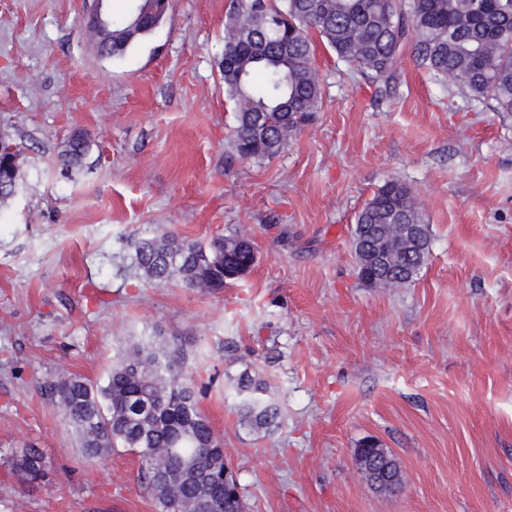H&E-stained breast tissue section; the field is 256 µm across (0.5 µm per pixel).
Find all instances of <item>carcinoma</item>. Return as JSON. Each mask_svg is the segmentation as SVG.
<instances>
[{
	"mask_svg": "<svg viewBox=\"0 0 512 512\" xmlns=\"http://www.w3.org/2000/svg\"><path fill=\"white\" fill-rule=\"evenodd\" d=\"M145 19L131 26L130 14L112 17V45L104 54L120 58L164 20L165 0L144 3ZM417 65L474 101L490 99L494 110L512 115V0H231L224 17V93L235 113L233 146L239 158H272L320 110L322 92L313 62L311 34L354 71L386 84L409 32ZM89 149L73 134L64 158L76 163ZM414 191L400 181L380 186L356 218L364 224H420ZM427 227L411 255H395L389 272L412 282L429 255ZM135 261L149 282L177 280L187 288L220 291L255 262L244 234L207 245L163 233L140 241ZM41 394L58 408L90 464H101L115 448L135 452L160 512H192L208 493L218 512H244L237 484L224 479V448L200 405L194 377L181 353L169 346L133 345L102 383L60 372L46 379ZM240 418L261 429L281 424L279 406L262 379L245 371L237 379ZM150 402L144 418L134 407ZM380 456L400 486L399 468L378 441L367 439L355 456ZM0 466L28 485L47 475L38 448L0 450Z\"/></svg>",
	"mask_w": 512,
	"mask_h": 512,
	"instance_id": "carcinoma-1",
	"label": "carcinoma"
}]
</instances>
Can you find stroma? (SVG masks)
I'll return each mask as SVG.
<instances>
[{
    "instance_id": "1",
    "label": "stroma",
    "mask_w": 512,
    "mask_h": 512,
    "mask_svg": "<svg viewBox=\"0 0 512 512\" xmlns=\"http://www.w3.org/2000/svg\"><path fill=\"white\" fill-rule=\"evenodd\" d=\"M92 0H0V140L22 151L0 204V448H40L48 484L0 468V512H158L134 453L86 463L38 386L103 381L134 343L178 347L247 512H512V117L418 66L391 85L321 40L312 123L238 159L220 62L229 0H172L101 57ZM90 143L77 166L62 152ZM417 196L430 252L400 288L359 281L355 216L384 183ZM257 261L223 290L151 283L146 237L237 232ZM267 382L284 423L244 426L235 385ZM402 487L370 485L365 438ZM366 457H374L376 455L380 456L382 461L385 462V465L389 467L390 472L392 473V477H394V481L390 490L396 489L400 486V477L398 475L399 468L395 460L382 448L378 441L375 439H367L362 444L359 445V448H356L355 456L356 460L360 456Z\"/></svg>"
}]
</instances>
